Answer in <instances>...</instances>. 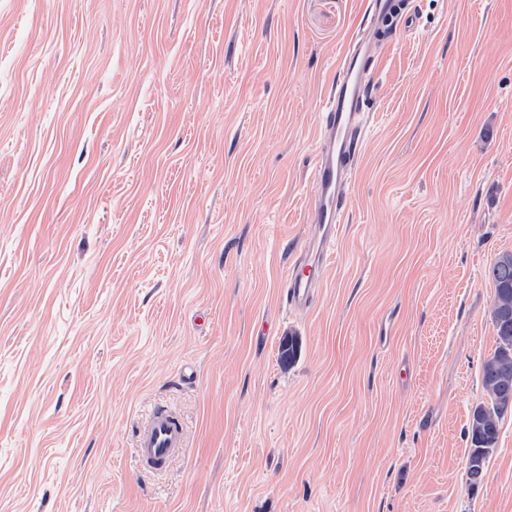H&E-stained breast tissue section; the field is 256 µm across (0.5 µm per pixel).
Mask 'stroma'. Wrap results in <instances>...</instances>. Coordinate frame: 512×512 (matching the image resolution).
<instances>
[{"mask_svg":"<svg viewBox=\"0 0 512 512\" xmlns=\"http://www.w3.org/2000/svg\"><path fill=\"white\" fill-rule=\"evenodd\" d=\"M401 2L298 309L366 0H0V512H512V416L474 490L465 435L512 252V0ZM155 407L188 439L160 475ZM375 59L372 43L363 38L346 48L323 105L305 246L284 279L287 302L294 307L306 305L318 290L334 251L347 208L348 179L366 135L359 119L361 90ZM185 448V428L180 419L166 410H156L137 433V453L141 465L162 470Z\"/></svg>","mask_w":512,"mask_h":512,"instance_id":"35a3bbf8","label":"stroma"}]
</instances>
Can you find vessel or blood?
<instances>
[{"instance_id":"1","label":"vessel or blood","mask_w":512,"mask_h":512,"mask_svg":"<svg viewBox=\"0 0 512 512\" xmlns=\"http://www.w3.org/2000/svg\"><path fill=\"white\" fill-rule=\"evenodd\" d=\"M390 11L388 0H367L359 24L363 37L342 52L323 105L305 246L284 279L286 298L295 307L307 304L318 290L334 251L338 226L347 208L348 179L357 166L365 138L360 120L361 91L376 59L365 36L382 32ZM184 447V425L168 411L153 412L138 430L137 453L143 467L163 469Z\"/></svg>"}]
</instances>
